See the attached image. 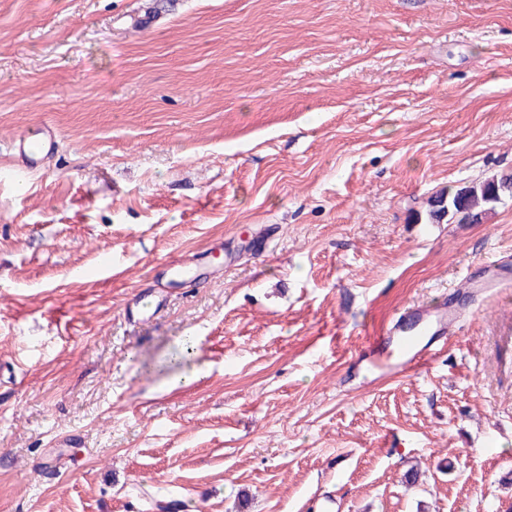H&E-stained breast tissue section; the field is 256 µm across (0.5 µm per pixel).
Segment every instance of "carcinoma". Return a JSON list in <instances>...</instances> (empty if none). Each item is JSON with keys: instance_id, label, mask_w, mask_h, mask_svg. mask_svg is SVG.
I'll use <instances>...</instances> for the list:
<instances>
[{"instance_id": "1", "label": "carcinoma", "mask_w": 512, "mask_h": 512, "mask_svg": "<svg viewBox=\"0 0 512 512\" xmlns=\"http://www.w3.org/2000/svg\"><path fill=\"white\" fill-rule=\"evenodd\" d=\"M506 194L512 196L511 176L444 187L429 200L428 217L434 223H440L447 218L465 223L478 222L494 210Z\"/></svg>"}]
</instances>
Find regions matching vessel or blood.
Instances as JSON below:
<instances>
[{
	"label": "vessel or blood",
	"mask_w": 512,
	"mask_h": 512,
	"mask_svg": "<svg viewBox=\"0 0 512 512\" xmlns=\"http://www.w3.org/2000/svg\"><path fill=\"white\" fill-rule=\"evenodd\" d=\"M58 148V136L49 126L43 127L38 137L20 136L12 142L18 166L26 171L43 165ZM458 320V312L445 304L433 308L407 306L376 336L370 337L369 351L380 356L395 350L394 361L379 366L384 373L400 375L423 371L436 361L444 348V340L453 334Z\"/></svg>",
	"instance_id": "obj_1"
}]
</instances>
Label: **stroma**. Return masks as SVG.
Instances as JSON below:
<instances>
[{
  "label": "stroma",
  "mask_w": 512,
  "mask_h": 512,
  "mask_svg": "<svg viewBox=\"0 0 512 512\" xmlns=\"http://www.w3.org/2000/svg\"><path fill=\"white\" fill-rule=\"evenodd\" d=\"M506 175L512 0H0V512H512ZM59 148L56 131L47 125L42 128L38 137L19 136L12 142V150L17 158L18 167L29 171L35 170L46 159L55 154ZM508 193L512 197V177H492L479 183H469L438 190L429 200L428 217L432 223L446 218L458 222H479L494 210ZM458 320V312L445 303L434 308L415 304L407 306L376 336L370 337L369 353L380 356L390 348L396 351L392 363L377 365L383 373L400 375L423 371L431 367L443 351L445 340L453 334ZM433 326L436 330L431 335H408L418 327H424L430 333ZM435 333L438 336H434Z\"/></svg>",
  "instance_id": "obj_1"
}]
</instances>
